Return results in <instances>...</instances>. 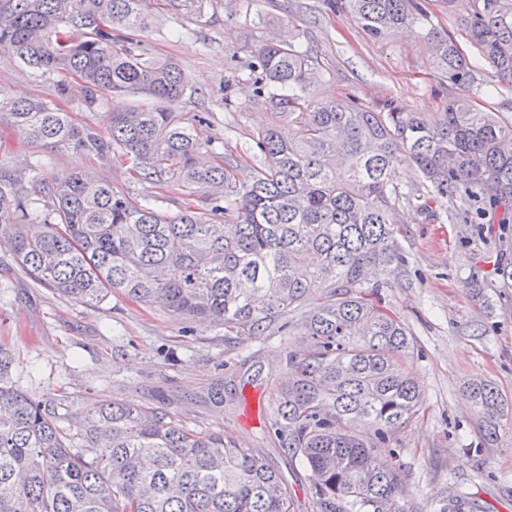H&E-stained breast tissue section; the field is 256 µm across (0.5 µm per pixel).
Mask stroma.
<instances>
[{
    "label": "stroma",
    "instance_id": "obj_1",
    "mask_svg": "<svg viewBox=\"0 0 512 512\" xmlns=\"http://www.w3.org/2000/svg\"><path fill=\"white\" fill-rule=\"evenodd\" d=\"M425 30L375 40L346 13L330 11L326 0H198L192 11L160 0L136 38L149 56L178 62L195 88L176 109L202 119L211 138L198 163L225 161L244 181L257 164L251 135L267 119L248 65L266 38L298 35L318 56L316 101L353 95L370 105L394 99L416 112H434L454 89L429 64ZM227 83L228 105L219 92ZM59 84L67 93L57 103L75 124L107 129L111 104L85 106L77 77L37 78L12 58L0 61V92L9 97H55ZM0 155L27 164L48 159L52 174L86 170L172 217L187 196L174 183L138 180L127 157L103 161L71 147L32 144L5 124ZM399 215L398 243L408 263L387 277L380 294L415 341L404 365L424 402L394 443L405 472L398 504L403 512H448L463 494L472 512H512V431L503 432L497 447H483L476 410L463 390L465 383L490 381L512 402V288L501 287L498 276L501 257L512 260V245L501 248L498 225L469 209L439 211L430 223L407 208ZM476 269L491 306L466 290ZM301 333L297 315L276 335L237 336L222 323L189 322L118 292L86 306L33 284L16 265L11 240L0 238V345L15 355L13 379L21 390L72 410L112 398L167 407L178 424L231 434L257 448L281 471L294 512H313L302 462L269 427L285 352ZM219 387L220 404L211 395Z\"/></svg>",
    "mask_w": 512,
    "mask_h": 512
}]
</instances>
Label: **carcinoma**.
I'll use <instances>...</instances> for the list:
<instances>
[{
	"label": "carcinoma",
	"instance_id": "carcinoma-1",
	"mask_svg": "<svg viewBox=\"0 0 512 512\" xmlns=\"http://www.w3.org/2000/svg\"><path fill=\"white\" fill-rule=\"evenodd\" d=\"M332 2L376 40L427 19L420 0ZM440 3L512 89V0ZM149 10V0H0V55L42 76L78 75L89 107L136 93L158 102L113 108L101 132L72 124L49 99L0 92V123L32 143L117 152L139 180L201 192L208 208L170 218L85 172L48 175L40 162L1 159L0 235L14 240L15 262L35 284L87 306L117 290L245 336H269L275 321L305 310L307 340L285 357L272 427L305 466L314 512H396L403 470L392 442L422 395L401 360L413 340L376 298L405 266L395 213L404 204L431 220L468 205L511 230L512 120L481 104L448 34H427L430 62L464 92L433 116L394 101L315 102L318 58L295 36L269 39L250 80L270 119L252 135L260 165L239 185L222 162L194 165L205 141L174 111L194 90L190 78L128 35L146 27ZM401 161L416 165L421 192L394 185ZM14 367L0 348V512H294L281 476L254 449L188 429L164 407L112 399L69 411L83 438L73 450L54 405L18 389ZM468 394L484 447H496L512 411L488 382Z\"/></svg>",
	"mask_w": 512,
	"mask_h": 512
}]
</instances>
